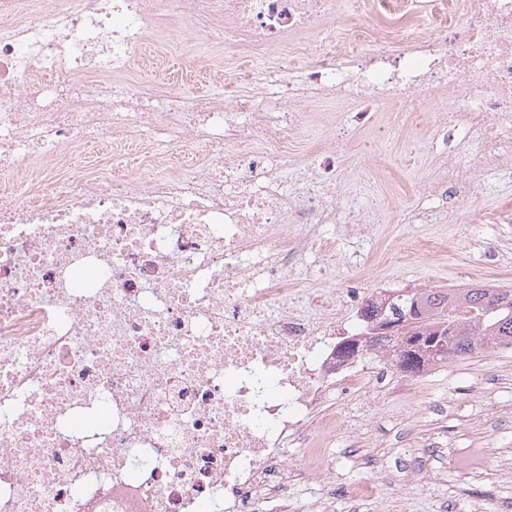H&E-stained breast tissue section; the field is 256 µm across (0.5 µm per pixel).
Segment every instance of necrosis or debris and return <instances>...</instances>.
I'll return each instance as SVG.
<instances>
[{"label":"necrosis or debris","instance_id":"obj_1","mask_svg":"<svg viewBox=\"0 0 512 512\" xmlns=\"http://www.w3.org/2000/svg\"><path fill=\"white\" fill-rule=\"evenodd\" d=\"M356 7L373 22L330 28L346 0H0V512H332L331 445L361 421L332 396L394 394L395 374L375 342L377 257L349 287L321 285L322 225L375 218L338 207L334 155L298 151L300 102L412 123L463 87L471 106L440 111L435 133L466 149L427 192L472 194L468 149L512 161V0ZM178 29L235 61L305 60L307 76L254 73L230 106L126 81ZM88 145L100 159L74 168ZM214 146L143 184L112 178L127 153L155 169ZM103 404L107 426L80 428Z\"/></svg>","mask_w":512,"mask_h":512}]
</instances>
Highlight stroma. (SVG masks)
Instances as JSON below:
<instances>
[{"label": "stroma", "instance_id": "1", "mask_svg": "<svg viewBox=\"0 0 512 512\" xmlns=\"http://www.w3.org/2000/svg\"><path fill=\"white\" fill-rule=\"evenodd\" d=\"M161 63L140 61L135 77L185 95L224 96L225 83H240L245 73L266 69L263 61L230 64L225 80L209 68L214 54L208 45L185 47L178 34L160 38ZM307 135L329 148L336 128L355 135V160L336 164L337 201L355 202L378 214L366 236L356 243L337 241L336 276L328 287H348L352 270L345 257L353 250H374L390 258L375 267L369 280L380 288L389 278L417 287L462 288L468 285L512 286V223L497 216L512 211V165H475L477 191L470 203L447 208L445 200L421 192L425 180L438 173L443 139L431 138L436 113H426L418 127H401L379 119L360 121L354 112H329L305 104ZM447 209L440 222H407L408 211ZM378 443L373 455L385 473L413 470L412 495L418 512H512V349L454 361L433 368L420 401L375 407L363 421ZM489 443L501 465L460 481L452 470L451 449Z\"/></svg>", "mask_w": 512, "mask_h": 512}]
</instances>
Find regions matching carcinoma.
Listing matches in <instances>:
<instances>
[{
    "instance_id": "obj_1",
    "label": "carcinoma",
    "mask_w": 512,
    "mask_h": 512,
    "mask_svg": "<svg viewBox=\"0 0 512 512\" xmlns=\"http://www.w3.org/2000/svg\"><path fill=\"white\" fill-rule=\"evenodd\" d=\"M397 369L415 376L427 366L512 347V288H433L388 306Z\"/></svg>"
}]
</instances>
